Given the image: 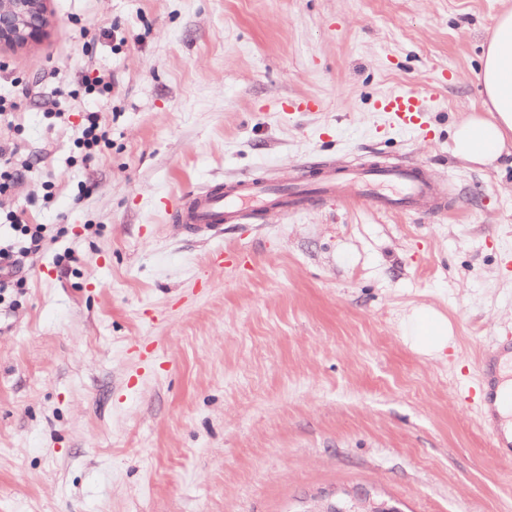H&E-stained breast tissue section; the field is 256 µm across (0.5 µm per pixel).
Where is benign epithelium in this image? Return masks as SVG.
<instances>
[{"mask_svg": "<svg viewBox=\"0 0 512 512\" xmlns=\"http://www.w3.org/2000/svg\"><path fill=\"white\" fill-rule=\"evenodd\" d=\"M50 0H0V48H24L42 37L51 23ZM304 512H402L365 487L321 496Z\"/></svg>", "mask_w": 512, "mask_h": 512, "instance_id": "obj_1", "label": "benign epithelium"}]
</instances>
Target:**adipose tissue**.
<instances>
[{
    "label": "adipose tissue",
    "mask_w": 512,
    "mask_h": 512,
    "mask_svg": "<svg viewBox=\"0 0 512 512\" xmlns=\"http://www.w3.org/2000/svg\"><path fill=\"white\" fill-rule=\"evenodd\" d=\"M478 80L485 94V112L459 125L452 138L455 156L490 164L512 147V11L498 19L486 47ZM406 331L414 347L442 354L451 329L441 314L420 308L409 316Z\"/></svg>",
    "instance_id": "adipose-tissue-1"
}]
</instances>
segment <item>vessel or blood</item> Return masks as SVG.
Here are the masks:
<instances>
[{"instance_id": "b4317fda", "label": "vessel or blood", "mask_w": 512, "mask_h": 512, "mask_svg": "<svg viewBox=\"0 0 512 512\" xmlns=\"http://www.w3.org/2000/svg\"><path fill=\"white\" fill-rule=\"evenodd\" d=\"M429 108L428 95L412 91L387 94L378 103L379 111L391 114L405 128L415 127L422 113ZM315 194L326 198H349L380 211L399 207L439 212L445 206L449 190L427 179L415 166L374 162L346 173L324 166ZM302 203L297 192L284 186L246 183L228 191L223 183L217 182L183 195L171 218L189 234L215 237L223 234L225 225L239 223L245 210L257 212L275 206L291 213ZM505 360L512 362V338L494 341L489 346L482 356L479 374L483 400L480 422L500 451L512 447V438L506 437L498 424L495 407L501 363Z\"/></svg>"}]
</instances>
